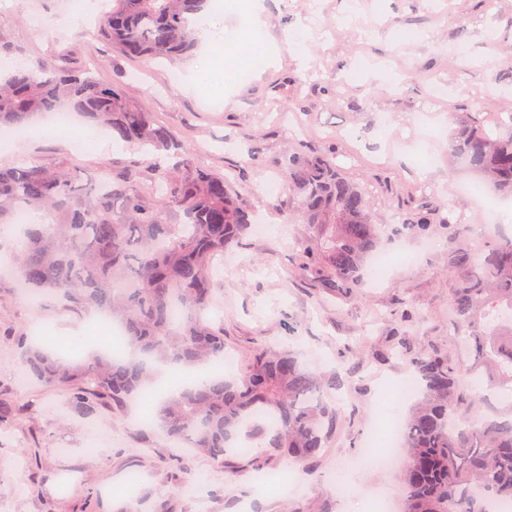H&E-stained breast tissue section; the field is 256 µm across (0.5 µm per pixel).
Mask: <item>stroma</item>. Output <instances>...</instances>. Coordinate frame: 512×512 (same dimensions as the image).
<instances>
[{
    "label": "stroma",
    "mask_w": 512,
    "mask_h": 512,
    "mask_svg": "<svg viewBox=\"0 0 512 512\" xmlns=\"http://www.w3.org/2000/svg\"><path fill=\"white\" fill-rule=\"evenodd\" d=\"M110 6L91 0L76 22L66 0H0V69L63 60L96 68L187 146L192 166L234 182L259 211L264 231L225 254L209 309L224 326L228 365L237 367L240 356L262 345L296 350L344 378L335 394L343 418L310 471L275 462L288 485L270 489L258 486L252 470L226 479L209 458L186 456L138 417L105 408L85 422L68 394L18 384L20 352L39 330L45 347L68 357L73 329L88 354L108 345L107 323L53 301L36 305L1 277L0 512H116L132 500H165L177 512H364L380 489L402 512L397 472L362 471L350 490L336 477L362 452L369 424L386 412V387L413 373L407 359L388 351L400 320H407L415 349L447 352L458 364L465 359L451 328L447 238L423 253L396 227L424 200L437 206L442 223L470 225L473 246L512 236V223L487 221L482 200L458 195L475 178L448 158L450 114L480 112L490 125L512 126V79L502 77L512 59V0H266L270 61L258 71L241 64L220 97L184 89L187 73L205 62L206 43L179 61L126 56L97 30ZM462 46L464 59L457 55ZM357 67L361 80L348 81ZM47 128L39 119L26 137L0 133V166L64 159L100 176L141 159L118 139L91 153ZM297 148L332 152L365 189L382 226L381 250L395 262L381 282L365 281L359 298L324 294L297 274V252L310 235L298 199L286 187L271 198L262 192L264 182L283 181L281 163ZM188 467L200 478L191 488L182 485Z\"/></svg>",
    "instance_id": "stroma-1"
}]
</instances>
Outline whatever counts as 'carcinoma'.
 <instances>
[{
	"mask_svg": "<svg viewBox=\"0 0 512 512\" xmlns=\"http://www.w3.org/2000/svg\"><path fill=\"white\" fill-rule=\"evenodd\" d=\"M207 2L112 0L100 30L130 57L176 59L197 42L195 17ZM58 110L155 159L147 170L106 180L85 181L64 162L0 167V238L24 240L12 268L28 296L71 313L97 311L120 325L126 348L67 361L33 338L20 356L25 376L70 393L85 419L107 407L123 413L147 396L152 425L230 478L239 472L235 457L250 466L317 461L340 421L336 402L324 398L340 389L336 375L267 347L246 355L235 375L214 371L224 360V326L204 313L217 291L215 260L247 235L253 210L223 174L167 164L163 156L184 157L185 146L120 85L89 69L35 62L0 81V127H24ZM456 123L452 156L512 198V132H492L477 112L456 115ZM286 173L312 233L299 275L331 296H356L382 235L365 190L326 152L289 154ZM21 211L42 214L47 227H16ZM404 226L421 237L448 231V271L457 276L451 319L469 332L470 373L490 392L512 391V237L478 255L468 225L440 224L436 209L422 203ZM410 355L422 398L405 421L404 512H492L512 502V417L462 419L468 398L448 354ZM167 374L178 377L176 386L154 396Z\"/></svg>",
	"mask_w": 512,
	"mask_h": 512,
	"instance_id": "obj_1",
	"label": "carcinoma"
}]
</instances>
